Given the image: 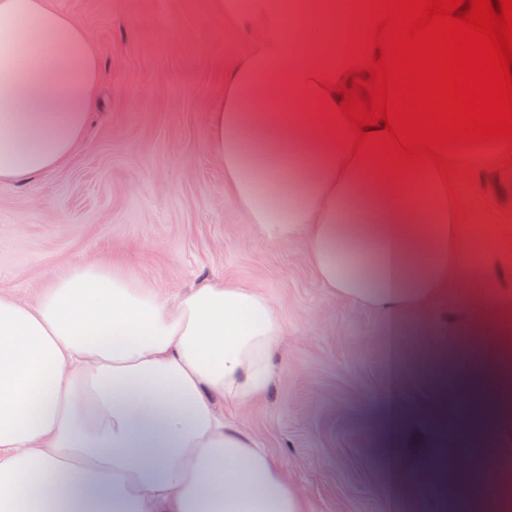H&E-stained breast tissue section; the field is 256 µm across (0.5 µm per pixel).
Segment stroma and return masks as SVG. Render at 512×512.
<instances>
[{
    "label": "stroma",
    "instance_id": "1",
    "mask_svg": "<svg viewBox=\"0 0 512 512\" xmlns=\"http://www.w3.org/2000/svg\"><path fill=\"white\" fill-rule=\"evenodd\" d=\"M86 29L98 60L87 136L62 167L0 185V292L35 301L86 261L119 265L174 296L204 278L277 303L279 377L236 420L313 512H442L406 489L388 446L393 412L430 404L424 317L330 296L304 243L262 244L224 190L209 114L247 43L215 0H48ZM465 281L449 280V356L483 346L512 362V172L458 169Z\"/></svg>",
    "mask_w": 512,
    "mask_h": 512
}]
</instances>
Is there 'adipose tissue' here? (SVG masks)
<instances>
[{
    "instance_id": "ef3b65f1",
    "label": "adipose tissue",
    "mask_w": 512,
    "mask_h": 512,
    "mask_svg": "<svg viewBox=\"0 0 512 512\" xmlns=\"http://www.w3.org/2000/svg\"><path fill=\"white\" fill-rule=\"evenodd\" d=\"M249 43L209 116L231 206L266 242H301L330 295L393 316L433 312L432 406L397 411L390 441L413 487L461 512H512V366L449 359L438 300L469 265L462 202L439 171L393 179L313 119L340 62L336 21L288 0H216ZM98 89L88 33L47 0H0V184L63 165ZM284 328L273 301L206 279L174 298L81 263L36 303L0 294V512H311L258 439L229 421L271 388ZM478 438L492 467L456 466Z\"/></svg>"
}]
</instances>
